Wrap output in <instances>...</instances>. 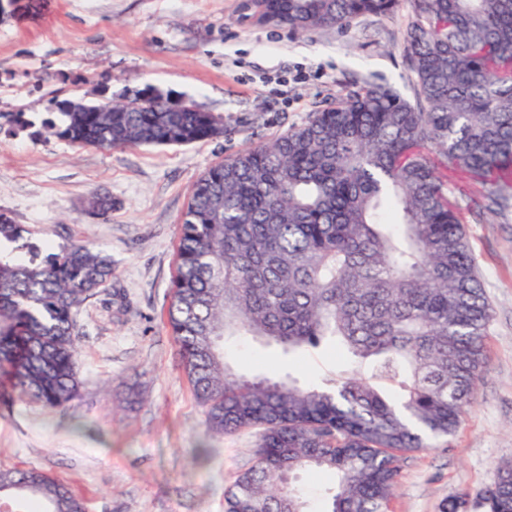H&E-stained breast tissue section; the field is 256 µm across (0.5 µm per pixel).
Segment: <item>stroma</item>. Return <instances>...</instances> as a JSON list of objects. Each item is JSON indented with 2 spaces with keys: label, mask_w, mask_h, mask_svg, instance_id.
<instances>
[{
  "label": "stroma",
  "mask_w": 512,
  "mask_h": 512,
  "mask_svg": "<svg viewBox=\"0 0 512 512\" xmlns=\"http://www.w3.org/2000/svg\"><path fill=\"white\" fill-rule=\"evenodd\" d=\"M239 0H13L0 15V214L32 240L111 255V284L76 315L80 394L58 409L0 388V467L67 483L86 512H224V493L255 459L259 432L208 430L166 320L179 224L195 180L269 141L351 89L353 79L410 97L407 9L345 32L302 34L241 22ZM154 86L223 114V138L110 150L32 140L11 118L46 117L51 94L121 101ZM492 319L478 396L457 431L402 454L388 512H440L475 497L512 461V212L485 211V188L451 175ZM112 208L93 210L95 194ZM227 361L245 375L282 369L319 382L346 369L333 346L284 357L237 336Z\"/></svg>",
  "instance_id": "obj_1"
}]
</instances>
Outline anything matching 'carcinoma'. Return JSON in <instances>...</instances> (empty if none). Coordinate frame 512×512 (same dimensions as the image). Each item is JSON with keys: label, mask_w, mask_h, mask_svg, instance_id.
<instances>
[{"label": "carcinoma", "mask_w": 512, "mask_h": 512, "mask_svg": "<svg viewBox=\"0 0 512 512\" xmlns=\"http://www.w3.org/2000/svg\"><path fill=\"white\" fill-rule=\"evenodd\" d=\"M413 100L378 84L347 92L193 184L167 323L208 426L261 429L224 512H308L293 484L327 471V512H387L399 453L448 437L475 401L492 308L448 190V172L491 182L512 208V0H408ZM399 0H253L288 28L346 29ZM55 100L33 136L100 149L224 137V115L175 110L154 92L110 112ZM0 215V378L49 407L79 392L74 311L112 282V257L25 241ZM290 355L332 342L355 367L322 385L237 373L223 339ZM480 499L512 512V462ZM15 512H84L60 480L0 468Z\"/></svg>", "instance_id": "cac0c4a2"}]
</instances>
